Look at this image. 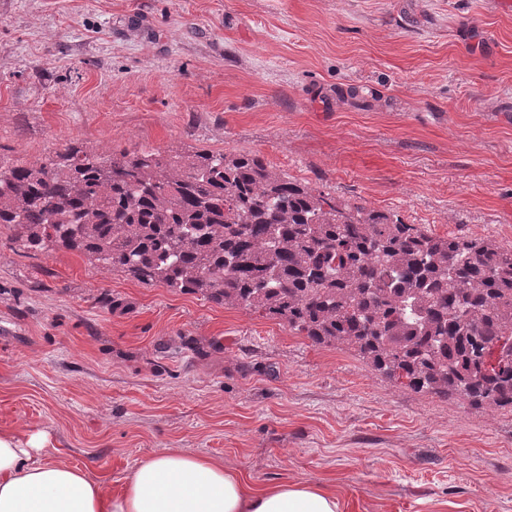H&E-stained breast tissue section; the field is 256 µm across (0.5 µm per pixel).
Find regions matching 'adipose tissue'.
Returning a JSON list of instances; mask_svg holds the SVG:
<instances>
[{
	"label": "adipose tissue",
	"mask_w": 512,
	"mask_h": 512,
	"mask_svg": "<svg viewBox=\"0 0 512 512\" xmlns=\"http://www.w3.org/2000/svg\"><path fill=\"white\" fill-rule=\"evenodd\" d=\"M44 435L0 431V512H337L336 497L300 481L254 487L211 459L167 450L114 490L44 455Z\"/></svg>",
	"instance_id": "ef3b65f1"
}]
</instances>
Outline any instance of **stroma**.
<instances>
[{
  "mask_svg": "<svg viewBox=\"0 0 512 512\" xmlns=\"http://www.w3.org/2000/svg\"><path fill=\"white\" fill-rule=\"evenodd\" d=\"M358 87L369 97L357 105ZM251 152L439 235L512 247L504 0H0V158ZM0 429L119 488L166 448L339 512H512V411L0 231Z\"/></svg>",
  "mask_w": 512,
  "mask_h": 512,
  "instance_id": "35a3bbf8",
  "label": "stroma"
}]
</instances>
